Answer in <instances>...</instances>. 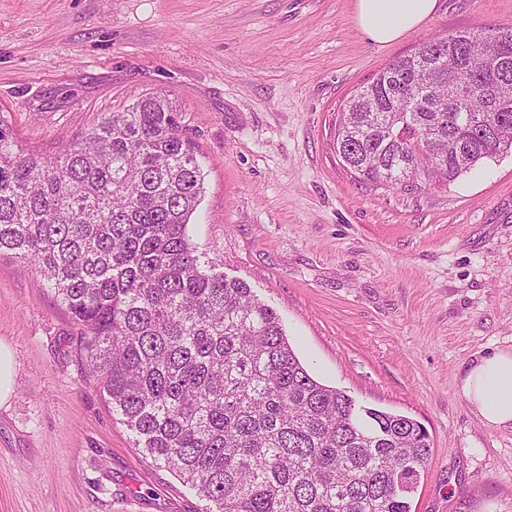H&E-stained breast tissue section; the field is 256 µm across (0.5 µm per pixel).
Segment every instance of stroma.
I'll list each match as a JSON object with an SVG mask.
<instances>
[{
	"label": "stroma",
	"mask_w": 512,
	"mask_h": 512,
	"mask_svg": "<svg viewBox=\"0 0 512 512\" xmlns=\"http://www.w3.org/2000/svg\"><path fill=\"white\" fill-rule=\"evenodd\" d=\"M354 0H0V114L50 156L144 94L182 112L205 171L188 233L280 316L320 383L421 422L431 457L411 512H512V430L458 393L512 347V152L445 185L361 183L336 155L351 95L451 32L512 27V0H438L378 45ZM42 277L0 254V512H205L134 445L74 351ZM15 360L10 347L0 341V405L13 394Z\"/></svg>",
	"instance_id": "1"
}]
</instances>
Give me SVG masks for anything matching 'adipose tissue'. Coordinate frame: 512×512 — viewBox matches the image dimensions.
I'll use <instances>...</instances> for the list:
<instances>
[{"instance_id": "ef3b65f1", "label": "adipose tissue", "mask_w": 512, "mask_h": 512, "mask_svg": "<svg viewBox=\"0 0 512 512\" xmlns=\"http://www.w3.org/2000/svg\"><path fill=\"white\" fill-rule=\"evenodd\" d=\"M438 0H355L354 20L373 42L386 45L431 17ZM458 392L484 423L512 429V348L474 359L458 380Z\"/></svg>"}]
</instances>
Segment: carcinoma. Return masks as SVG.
<instances>
[{
	"label": "carcinoma",
	"mask_w": 512,
	"mask_h": 512,
	"mask_svg": "<svg viewBox=\"0 0 512 512\" xmlns=\"http://www.w3.org/2000/svg\"><path fill=\"white\" fill-rule=\"evenodd\" d=\"M501 32L437 35L380 69L338 124L346 167L394 189L511 150ZM182 124L145 94L41 157L0 119V253L43 276L137 447L214 512H411L426 429L315 380L275 310L202 259L187 226L204 175ZM403 125L410 140L390 136Z\"/></svg>",
	"instance_id": "1"
}]
</instances>
